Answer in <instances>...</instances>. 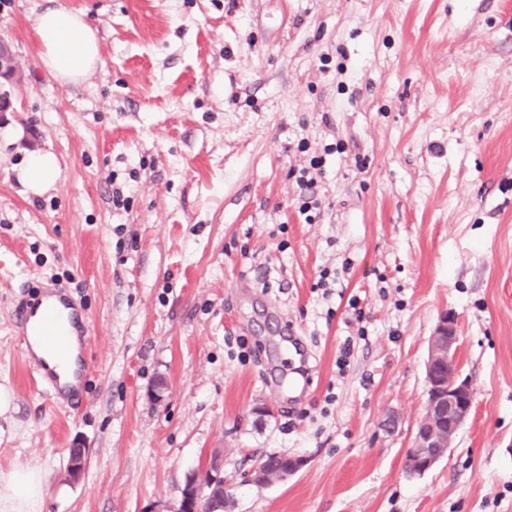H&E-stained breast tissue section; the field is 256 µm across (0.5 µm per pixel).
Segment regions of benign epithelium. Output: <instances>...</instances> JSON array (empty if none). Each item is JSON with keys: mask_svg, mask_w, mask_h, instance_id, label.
<instances>
[{"mask_svg": "<svg viewBox=\"0 0 512 512\" xmlns=\"http://www.w3.org/2000/svg\"><path fill=\"white\" fill-rule=\"evenodd\" d=\"M20 77L12 46L0 37V80L11 82ZM458 346L455 317L444 313L429 339L424 413L406 451V469L414 475L421 476L436 465L471 415L475 398L469 383L459 377ZM204 492L205 487L200 486L192 496L180 499L178 512H200Z\"/></svg>", "mask_w": 512, "mask_h": 512, "instance_id": "1", "label": "benign epithelium"}]
</instances>
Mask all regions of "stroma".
I'll return each instance as SVG.
<instances>
[{
  "label": "stroma",
  "mask_w": 512,
  "mask_h": 512,
  "mask_svg": "<svg viewBox=\"0 0 512 512\" xmlns=\"http://www.w3.org/2000/svg\"><path fill=\"white\" fill-rule=\"evenodd\" d=\"M61 3L100 42L79 84L33 34ZM0 36L25 71L0 112V476L47 473L42 512H176L217 448L226 512H512V0H0ZM37 150L60 171L32 194ZM46 282L87 327L75 408L14 326ZM445 312L475 403L412 477ZM271 454L303 466L244 481ZM58 170L59 162L56 155L51 151L41 150L29 154L19 177L32 193L39 194L54 183Z\"/></svg>",
  "instance_id": "stroma-1"
}]
</instances>
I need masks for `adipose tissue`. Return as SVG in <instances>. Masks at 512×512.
Wrapping results in <instances>:
<instances>
[{
	"label": "adipose tissue",
	"instance_id": "adipose-tissue-1",
	"mask_svg": "<svg viewBox=\"0 0 512 512\" xmlns=\"http://www.w3.org/2000/svg\"><path fill=\"white\" fill-rule=\"evenodd\" d=\"M33 31L43 67L59 81L81 82L102 64L97 31L83 11L64 5L45 9L37 15ZM58 170L56 155L41 150L29 155L19 177L38 194L54 183ZM46 488L45 474L17 464L0 479V512H36Z\"/></svg>",
	"mask_w": 512,
	"mask_h": 512
}]
</instances>
